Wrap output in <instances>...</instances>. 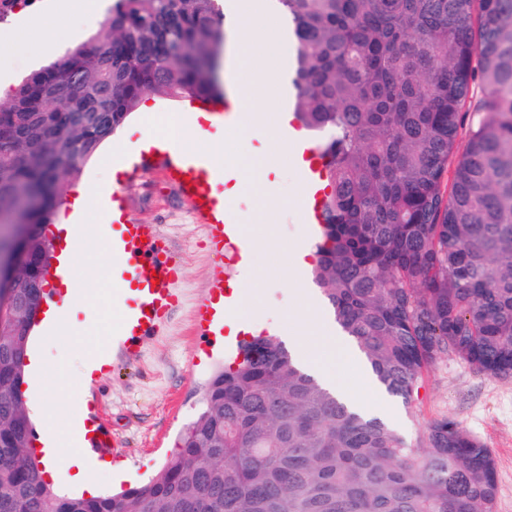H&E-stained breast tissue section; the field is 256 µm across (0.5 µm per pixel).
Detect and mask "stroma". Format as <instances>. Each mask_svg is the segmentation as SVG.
<instances>
[{"instance_id":"obj_1","label":"stroma","mask_w":512,"mask_h":512,"mask_svg":"<svg viewBox=\"0 0 512 512\" xmlns=\"http://www.w3.org/2000/svg\"><path fill=\"white\" fill-rule=\"evenodd\" d=\"M57 3L56 11L45 17L43 24L28 27L25 51L0 52V80L16 85L57 59L68 32L78 30L88 36L103 23L99 16L87 19L72 13L67 0ZM143 131L141 113L131 114L123 131L67 181L66 192L76 194L91 179L105 184L110 177H117L116 194L127 219L156 225L165 256L179 266L183 302L173 309L159 335L143 338L136 356L120 357L116 365L94 373L90 383H83L82 368L91 347L111 345L112 326L122 311L112 300L107 263L90 255L75 265L72 274L84 279L92 267L98 280L81 289L71 309V321L77 327L92 324L94 336L73 334L65 340L52 337L38 343L45 360L42 383L57 395L58 420L66 421L81 411L87 422L110 435V469L91 472L107 493L147 481L173 455L180 433L200 410L206 381L229 351L223 342L229 327L205 338L197 334L195 306L217 283L238 278L232 252H214L205 225L195 220L194 212L204 198L188 190L183 174L171 167H129L113 172L108 155L117 154L124 142L138 139ZM300 185V172L286 162L265 189L269 200L279 202L278 210L261 206L251 190L227 203L252 241V295L245 314L256 335L271 333L284 340L291 332L288 316L300 278L288 267L287 254L297 245L312 242L309 224L291 204ZM442 418L456 421L491 449L498 482L495 512H512V379L484 376L452 357L437 359L424 376L418 399L403 407L397 429L417 448L427 425Z\"/></svg>"}]
</instances>
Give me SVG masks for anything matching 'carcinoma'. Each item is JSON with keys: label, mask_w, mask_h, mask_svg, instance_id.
Masks as SVG:
<instances>
[{"label": "carcinoma", "mask_w": 512, "mask_h": 512, "mask_svg": "<svg viewBox=\"0 0 512 512\" xmlns=\"http://www.w3.org/2000/svg\"><path fill=\"white\" fill-rule=\"evenodd\" d=\"M278 4L295 112L326 159L311 270L325 306L404 404L441 356L511 378L512 0ZM223 16L220 0H112L97 33L0 98V252L27 273L0 322V512H494L496 461L481 441L444 418L423 450L409 447L273 335L242 341L213 373L148 481L88 498L44 478L21 386L62 179L143 101L224 98ZM478 85L482 118L460 149Z\"/></svg>", "instance_id": "1"}]
</instances>
